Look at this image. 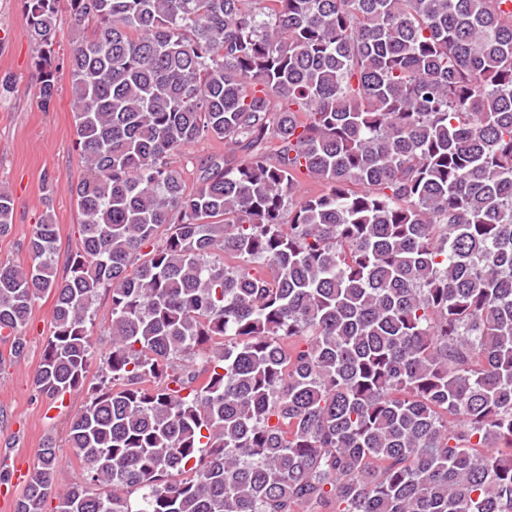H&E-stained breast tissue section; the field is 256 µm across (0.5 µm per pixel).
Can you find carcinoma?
<instances>
[{
	"label": "carcinoma",
	"instance_id": "cac0c4a2",
	"mask_svg": "<svg viewBox=\"0 0 512 512\" xmlns=\"http://www.w3.org/2000/svg\"><path fill=\"white\" fill-rule=\"evenodd\" d=\"M62 1L79 246L42 214L0 331L53 294L79 389L104 289L112 351L14 512H512L507 0H22L46 111ZM73 18L65 4L61 2L57 17V37L54 45L55 56L59 58H68L70 53V41L72 38ZM224 153V144L215 140L202 139L173 155V165L180 169L189 186L195 183L198 166L212 154Z\"/></svg>",
	"mask_w": 512,
	"mask_h": 512
}]
</instances>
